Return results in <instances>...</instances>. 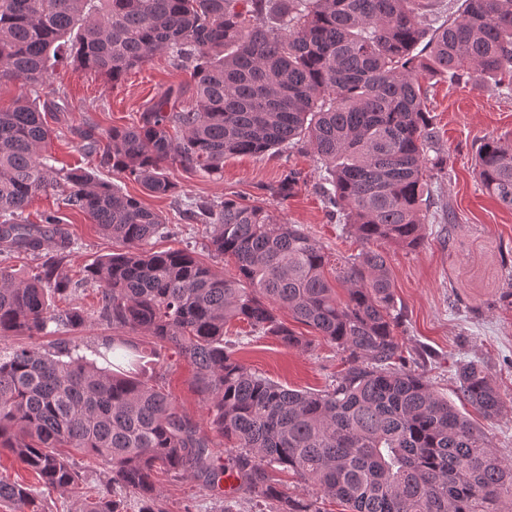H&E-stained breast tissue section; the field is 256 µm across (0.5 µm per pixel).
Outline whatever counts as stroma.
I'll list each match as a JSON object with an SVG mask.
<instances>
[{"instance_id":"stroma-1","label":"stroma","mask_w":512,"mask_h":512,"mask_svg":"<svg viewBox=\"0 0 512 512\" xmlns=\"http://www.w3.org/2000/svg\"><path fill=\"white\" fill-rule=\"evenodd\" d=\"M185 72L176 69L167 53H159L130 71L121 82L107 83L92 71L59 64L52 87L43 99L63 96L68 107L63 117L52 121L55 133L48 147L57 166L90 167L94 161L80 149L76 130L83 122L100 128L126 126L167 89L183 85ZM427 106L437 131L438 143L448 155V174L435 186V205L426 213L424 242L414 250L387 247L396 305L403 322L397 329L401 353L408 368L422 374L438 391L453 396L458 368L469 361L481 364L497 385L503 411L488 420L473 414L491 446L506 460L512 459V209L485 194L475 177L476 150L488 137L512 138V90L486 85L462 87L438 76L429 80ZM287 169L301 171L305 182L287 200L265 192ZM178 189L173 196L155 197L138 183L107 170L101 179L159 212L168 222L164 237L151 241L155 251L191 247L197 258L215 270L231 274L233 259L214 258L204 247L206 228L184 220L185 204L198 199H219L235 193L246 201H259L274 220L298 224L317 238L331 259L344 261L357 253L358 243L331 220L316 189L320 163L308 149L263 156L225 159L220 177L201 176L168 168ZM64 222L73 239L67 263L70 275L82 276L99 258L118 251V244L103 236L84 215L66 212ZM67 306L81 309L84 326L61 334H44L35 345L49 348L64 339L78 354L93 356L98 343L112 335L110 325L100 321L94 309L97 289L89 286L69 294ZM281 320L297 334L308 337V350H289L275 339L252 333L237 322L226 333L235 355L245 365L283 386L319 391L332 383L345 367V355L296 322L288 312ZM194 367L179 354H169L160 371V382L178 407L208 431L216 451L224 439L212 432L201 397L193 388ZM167 512H216L214 493L195 480L173 481L156 477Z\"/></svg>"}]
</instances>
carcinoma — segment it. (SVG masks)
<instances>
[{
	"instance_id": "cac0c4a2",
	"label": "carcinoma",
	"mask_w": 512,
	"mask_h": 512,
	"mask_svg": "<svg viewBox=\"0 0 512 512\" xmlns=\"http://www.w3.org/2000/svg\"><path fill=\"white\" fill-rule=\"evenodd\" d=\"M247 2L244 11L239 0H0V81L21 89L0 109V342L38 337L52 323L80 328L81 311L51 300L93 284L97 317L143 335L154 365L169 349L193 362L209 424L235 455L217 463L198 424L143 378L141 343L123 336L96 351L105 360L123 351L117 372L65 341L0 356V452L45 489L74 498L75 512H123L112 498L118 489L136 495L141 512H165L158 473L213 492L229 470L238 490L272 502V512H320L316 501L277 489L275 467L349 512H509L512 463L423 376L397 366L401 316L381 246L422 244L423 206L448 168L435 151L423 82L446 75L512 87V0H461L457 16L434 29L423 0ZM160 52L190 71V83L131 126L82 127V150L168 196L176 192L170 165L211 176L230 156L311 149L327 212L360 246L334 279L315 237L231 194L192 201L186 212L209 226L207 250L233 258L235 273L187 248L151 251L166 229L162 215L92 169L51 164L47 115L66 105L40 101V90L56 64L116 84ZM476 170L484 191L512 209V140L484 139ZM301 181L287 169L266 191L286 200ZM50 189L122 246L77 280L65 272L72 241L61 217H22ZM21 255L41 262L17 273L7 261ZM281 309L346 353L344 374L327 389L286 388L224 342V328L238 321L286 348L310 347L280 321ZM457 395L485 418L501 412L497 388L474 361L460 368ZM98 467L105 480L90 498L83 482ZM38 497L0 479V512H41Z\"/></svg>"
}]
</instances>
